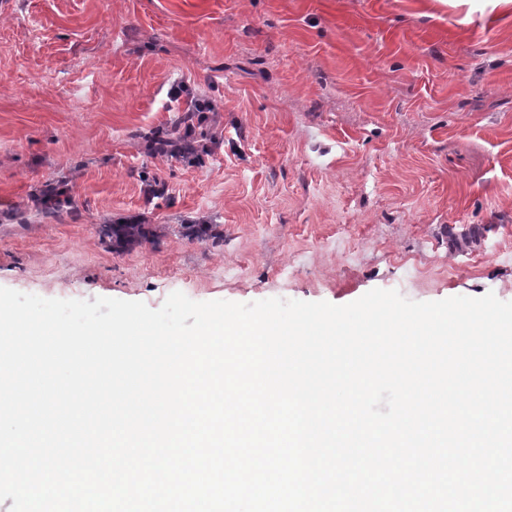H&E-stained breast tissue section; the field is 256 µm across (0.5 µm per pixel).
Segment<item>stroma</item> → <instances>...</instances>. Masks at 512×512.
I'll use <instances>...</instances> for the list:
<instances>
[{
    "label": "stroma",
    "mask_w": 512,
    "mask_h": 512,
    "mask_svg": "<svg viewBox=\"0 0 512 512\" xmlns=\"http://www.w3.org/2000/svg\"><path fill=\"white\" fill-rule=\"evenodd\" d=\"M176 81L217 106L198 162L146 148L181 118ZM47 181L70 196L53 216ZM134 215L153 236L116 247ZM0 287L512 301V7L0 0Z\"/></svg>",
    "instance_id": "35a3bbf8"
}]
</instances>
